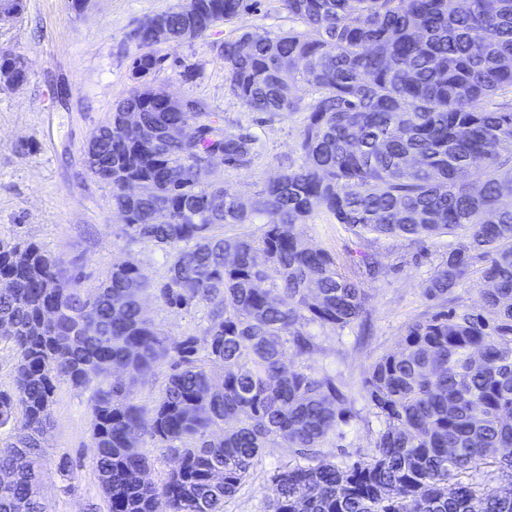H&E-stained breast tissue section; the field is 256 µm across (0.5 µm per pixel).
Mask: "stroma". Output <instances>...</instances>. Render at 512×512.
Listing matches in <instances>:
<instances>
[{"instance_id":"35a3bbf8","label":"stroma","mask_w":512,"mask_h":512,"mask_svg":"<svg viewBox=\"0 0 512 512\" xmlns=\"http://www.w3.org/2000/svg\"><path fill=\"white\" fill-rule=\"evenodd\" d=\"M177 0H90L76 11L72 0H25L22 15L0 24V51L29 63L19 88L0 85V240L22 238L58 256L80 276L91 295L116 263L137 260L153 285H161L166 265L160 249L122 236L112 191L82 163L93 130L132 87L131 62L137 48L129 35L148 16L170 10ZM298 23L278 0H258L232 25H218L207 36L176 47L160 46L166 61L150 77L152 86L171 95H191L244 127L259 139L250 168L216 164L225 189L250 201L271 180L298 161L296 144L303 113L280 117L249 111L230 93L218 46L245 32L287 31ZM297 234L335 254L352 267L364 252L376 254L386 273L368 285L363 324L342 331L312 327L316 348L307 364L336 380L345 394V412L335 436L319 454L346 466L375 451L379 423L362 392L372 362L397 350L405 327L439 312L423 290L447 240L421 247L400 239L366 244L324 213L297 225ZM146 316L164 333L204 342V310L186 311L149 298ZM87 391L58 383L43 447V486L52 512H108L88 440L91 417ZM295 458L287 447L267 448L249 480L224 502V512H267L275 495L272 475Z\"/></svg>"}]
</instances>
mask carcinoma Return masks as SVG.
Returning a JSON list of instances; mask_svg holds the SVG:
<instances>
[{
	"mask_svg": "<svg viewBox=\"0 0 512 512\" xmlns=\"http://www.w3.org/2000/svg\"><path fill=\"white\" fill-rule=\"evenodd\" d=\"M288 32L226 39L229 91L271 117L303 112L300 163L248 203L207 178L210 156L247 169L257 138L224 125L194 98L172 107L132 86L98 128L89 174L112 188L131 242L165 252V305L208 309L204 355L195 338L162 334L142 314L150 284L139 265L112 267L98 292L32 242L0 240V342L15 352L14 388L0 391V512H51L41 495V436L60 381L89 392L90 447L109 512H224L265 448L302 462L274 476L272 512H512V0H279ZM250 0H177L158 14L171 46L195 15L233 24ZM131 69L165 57L135 30ZM295 85L310 98L292 95ZM138 114L140 128L125 124ZM186 169L196 175L186 179ZM141 183L129 196L123 184ZM355 236L410 242L452 236L424 288L455 302L474 272L484 314L452 308L405 328L362 389L382 426L375 453L340 467L316 461L345 400L334 379L285 364L313 352L311 325L343 330L362 318L373 254L349 270L294 232L314 214ZM260 234L227 235L255 224ZM170 362L158 400L133 387ZM174 456L157 483L130 434ZM494 464L511 489L490 485Z\"/></svg>",
	"mask_w": 512,
	"mask_h": 512,
	"instance_id": "1",
	"label": "carcinoma"
}]
</instances>
